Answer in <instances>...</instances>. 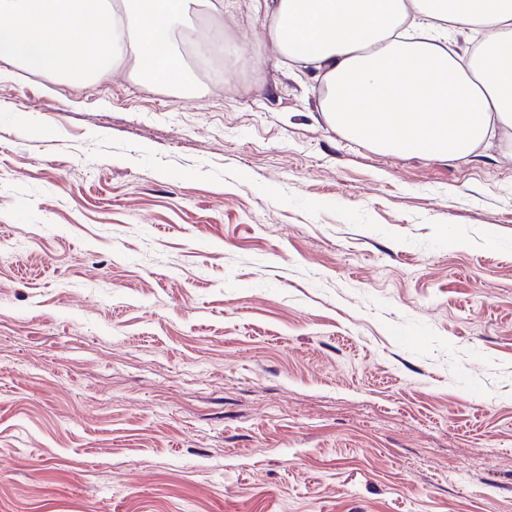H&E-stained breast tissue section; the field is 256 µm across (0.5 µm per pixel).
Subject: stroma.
<instances>
[{"mask_svg": "<svg viewBox=\"0 0 512 512\" xmlns=\"http://www.w3.org/2000/svg\"><path fill=\"white\" fill-rule=\"evenodd\" d=\"M231 82L0 62V512H512V159Z\"/></svg>", "mask_w": 512, "mask_h": 512, "instance_id": "stroma-1", "label": "stroma"}]
</instances>
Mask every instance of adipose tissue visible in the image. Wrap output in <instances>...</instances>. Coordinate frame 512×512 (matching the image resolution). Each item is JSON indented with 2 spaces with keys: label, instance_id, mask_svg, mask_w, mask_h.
Listing matches in <instances>:
<instances>
[{
  "label": "adipose tissue",
  "instance_id": "ef3b65f1",
  "mask_svg": "<svg viewBox=\"0 0 512 512\" xmlns=\"http://www.w3.org/2000/svg\"><path fill=\"white\" fill-rule=\"evenodd\" d=\"M200 0H0V61L77 84L180 65ZM263 44L312 66L340 135L400 155L463 159L512 132V0H255ZM483 32L462 57L448 31Z\"/></svg>",
  "mask_w": 512,
  "mask_h": 512
}]
</instances>
